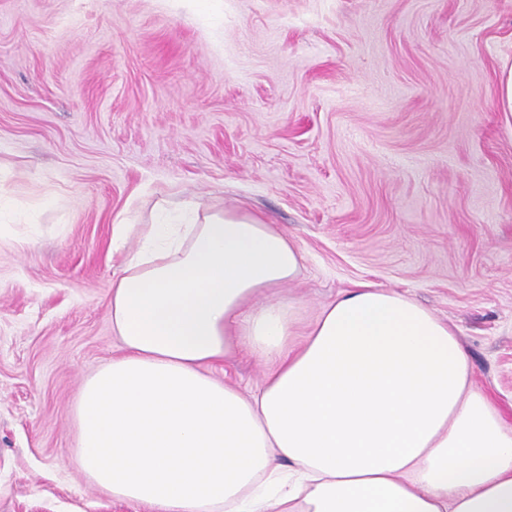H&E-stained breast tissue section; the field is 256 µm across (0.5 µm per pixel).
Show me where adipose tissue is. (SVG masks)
Returning <instances> with one entry per match:
<instances>
[{"mask_svg": "<svg viewBox=\"0 0 512 512\" xmlns=\"http://www.w3.org/2000/svg\"><path fill=\"white\" fill-rule=\"evenodd\" d=\"M302 252L259 216L154 207L112 282L123 347L82 387L78 459L151 512H512V428L448 323L361 282L294 343ZM248 347L246 394L203 367Z\"/></svg>", "mask_w": 512, "mask_h": 512, "instance_id": "adipose-tissue-1", "label": "adipose tissue"}]
</instances>
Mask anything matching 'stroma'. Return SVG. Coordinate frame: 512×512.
Here are the masks:
<instances>
[{"label": "stroma", "instance_id": "35a3bbf8", "mask_svg": "<svg viewBox=\"0 0 512 512\" xmlns=\"http://www.w3.org/2000/svg\"><path fill=\"white\" fill-rule=\"evenodd\" d=\"M512 0H0V512H149L78 462L112 281L157 201L301 249L305 334L362 281L454 329L512 427ZM243 351L205 371L250 390Z\"/></svg>", "mask_w": 512, "mask_h": 512}]
</instances>
